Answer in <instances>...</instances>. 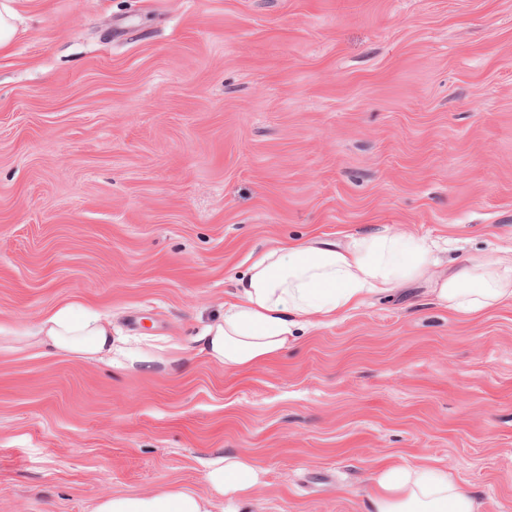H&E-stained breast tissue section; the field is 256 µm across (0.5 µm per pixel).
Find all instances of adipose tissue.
Wrapping results in <instances>:
<instances>
[{"mask_svg": "<svg viewBox=\"0 0 512 512\" xmlns=\"http://www.w3.org/2000/svg\"><path fill=\"white\" fill-rule=\"evenodd\" d=\"M436 245L392 233L352 237L345 245L292 241L257 256L238 282L237 300L201 337L207 356L244 370L276 358L311 316L333 317L359 307L368 296L429 281L438 303L475 315L512 302V257L467 259L443 270ZM29 343L100 360L112 351V331L100 317L66 304L49 312ZM256 461L230 455L212 459L205 479L221 494L242 500L258 482ZM93 512H213L205 495L185 488L151 496L112 494ZM368 512H479L473 495L447 472L420 466L387 468L378 478Z\"/></svg>", "mask_w": 512, "mask_h": 512, "instance_id": "adipose-tissue-1", "label": "adipose tissue"}]
</instances>
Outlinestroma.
<instances>
[{
  "mask_svg": "<svg viewBox=\"0 0 512 512\" xmlns=\"http://www.w3.org/2000/svg\"><path fill=\"white\" fill-rule=\"evenodd\" d=\"M0 54V512L256 459L241 512H368L388 466L512 512V306L408 283L233 371L198 337L291 240L512 249V0H17ZM86 361L16 342L63 304ZM65 304L49 312L34 333L23 338L29 343L45 345L81 356L85 360H102L112 353V329L100 317Z\"/></svg>",
  "mask_w": 512,
  "mask_h": 512,
  "instance_id": "obj_1",
  "label": "stroma"
}]
</instances>
